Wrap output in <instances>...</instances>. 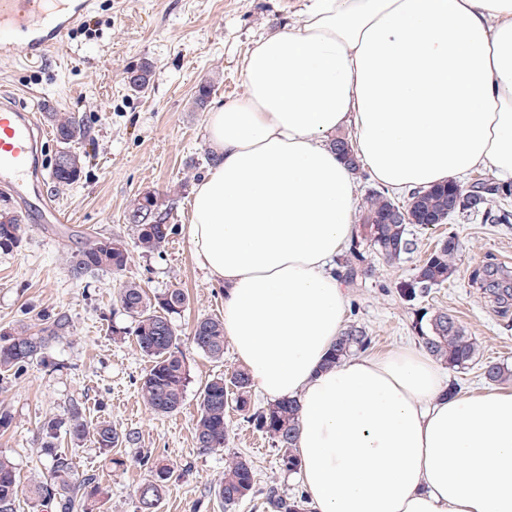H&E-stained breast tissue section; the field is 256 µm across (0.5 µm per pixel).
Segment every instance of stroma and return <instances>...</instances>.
<instances>
[{"mask_svg":"<svg viewBox=\"0 0 512 512\" xmlns=\"http://www.w3.org/2000/svg\"><path fill=\"white\" fill-rule=\"evenodd\" d=\"M302 6V0H93L59 55L33 67L0 63V95L31 107L54 102L82 117L87 129L78 147L84 161L81 180L61 187L48 176L41 186L44 198L71 215V230L55 233L28 218L19 246L0 251V333L20 325L38 330L46 313L70 322L68 334L49 345L45 363L0 377V411L12 417L9 427L0 428V456L13 462L21 484L49 469L43 423L77 402L89 423L109 422L139 437L136 445L106 453L92 440L76 441L58 432L54 446L72 456L78 473L97 474L100 512H136L135 490L148 472L134 459L146 453L176 466L157 512H267L269 488L302 495L295 474L280 469L270 441L237 412L227 414L229 438L223 450L206 451L194 442L201 385L242 363L233 344L225 345L223 361L216 362L190 339L197 318H223L224 286L206 277L184 233L194 187L211 166L207 115L192 108L199 85L213 84V107L241 96L248 50L260 37L295 24ZM145 59L153 64V77L149 90L137 93L127 86L126 71ZM148 191L174 200L170 222L175 232L155 254L132 247L133 231L125 220L131 201ZM450 233L462 246L456 275L425 297L402 299L400 283L412 279ZM99 235L130 243L127 266L73 277L69 256ZM410 236L416 242L413 253L392 264L370 257L369 275L347 287L345 325L364 328L374 354L420 346L422 315L452 314L479 342L483 362L445 370L448 383L463 394L492 389L482 365L493 361L512 368V315L496 312L470 274L489 262L512 272V224L463 214L429 228L411 226ZM129 282L151 295L180 288L188 296L173 318L189 371L184 401L175 413L158 415L143 403L138 383L150 363L134 337L113 338V329L131 324L119 304L120 290ZM232 454L250 459L257 485L253 497L227 506L214 490ZM115 457L124 459V466L112 465Z\"/></svg>","mask_w":512,"mask_h":512,"instance_id":"1","label":"stroma"}]
</instances>
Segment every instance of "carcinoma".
I'll return each instance as SVG.
<instances>
[{
    "label": "carcinoma",
    "instance_id": "carcinoma-1",
    "mask_svg": "<svg viewBox=\"0 0 512 512\" xmlns=\"http://www.w3.org/2000/svg\"><path fill=\"white\" fill-rule=\"evenodd\" d=\"M46 119L61 149L69 151L71 156L69 168H53V179L59 186L72 185L80 179L83 169L82 156L74 151V146L86 139V127L75 113L62 108L46 113ZM477 189L475 193L451 181L446 185L414 190L402 204L396 203L384 190H368L359 208L357 237L350 244L347 258L337 272L338 277L350 284L363 272L364 246L372 248L387 262L397 261L410 253L409 226L425 225L429 218L448 220V197L453 193L461 199L459 212L482 213L495 224H512V211L505 205L512 198V184L485 177L479 180ZM397 207L405 211L406 219L400 223H385L386 217ZM171 211L172 204L154 192H146L133 201L126 218L134 226L136 245L142 252H158L168 243L173 234V225L168 223ZM24 232L20 216L7 206L0 207V250L10 251L18 247ZM459 252L460 243L456 236L440 240L416 275L400 283L398 293L401 298L414 301L430 289L448 282L458 270ZM128 259V248L123 240L98 237L88 241L70 257L71 272L81 277L95 271H121ZM495 272L497 268L488 264L474 271L473 280L488 295L492 306L499 313L506 314L512 310V285L500 283ZM119 303L134 323L126 334L135 337L141 354L150 361V368L139 379L143 401L157 414L177 411L183 403L189 373L178 350L173 316L180 314L186 306V294L174 288L151 298L140 285L131 282L121 289ZM42 321L43 327L35 332L23 327L0 334V372H11L16 376L30 364L45 361L50 341L64 335L69 328L68 319L58 314H45ZM419 333L422 347L448 368L464 370L478 363L479 345L452 315L445 312L432 315L426 327L419 328ZM192 342L208 357L223 359L224 322L213 317L197 319L192 328ZM370 344L371 338L360 328L352 326L341 333L326 364L333 365L355 351L367 349ZM483 369L485 378L491 382L512 377V371L499 363L487 362ZM251 384L249 373L237 369L227 380L217 375L201 386L199 415L194 427L197 447L211 451L224 449L229 435L225 413L231 408L247 413L248 422L271 440L278 451L282 470L288 473L297 471L300 461L294 448L298 401L282 399L252 412ZM61 428L78 439L92 438L104 451L123 442L134 444L137 441L134 434H122L110 424L89 426L80 404H72L66 417L50 420L43 426L49 438L44 451L50 457V469L44 479L23 488L17 481L13 463L0 457V512H15L16 500L22 494L41 507L50 506V512H96L97 477L78 474L71 456L56 450L51 442ZM137 462L149 472V479L136 491L137 512H156L165 487L174 475V467L166 460L150 455L138 457ZM254 484L251 461L237 455L226 462L224 480L215 489V494L224 504L233 505L251 496ZM266 504L269 512H306L304 497L281 495L273 487L266 493Z\"/></svg>",
    "mask_w": 512,
    "mask_h": 512
}]
</instances>
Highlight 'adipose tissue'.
<instances>
[{
    "label": "adipose tissue",
    "instance_id": "adipose-tissue-1",
    "mask_svg": "<svg viewBox=\"0 0 512 512\" xmlns=\"http://www.w3.org/2000/svg\"><path fill=\"white\" fill-rule=\"evenodd\" d=\"M242 77L208 114L217 160L187 234L251 378L300 405L311 512H512V389L448 394L416 348L325 364L357 208L331 136L353 127L356 158L396 190L512 180V0H309Z\"/></svg>",
    "mask_w": 512,
    "mask_h": 512
}]
</instances>
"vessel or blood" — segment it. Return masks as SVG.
I'll use <instances>...</instances> for the list:
<instances>
[{"instance_id": "1", "label": "vessel or blood", "mask_w": 512, "mask_h": 512, "mask_svg": "<svg viewBox=\"0 0 512 512\" xmlns=\"http://www.w3.org/2000/svg\"><path fill=\"white\" fill-rule=\"evenodd\" d=\"M91 0H0V58L39 62L62 47L87 14ZM46 132L34 109L0 101V183L10 186L21 206L41 166L38 146Z\"/></svg>"}]
</instances>
